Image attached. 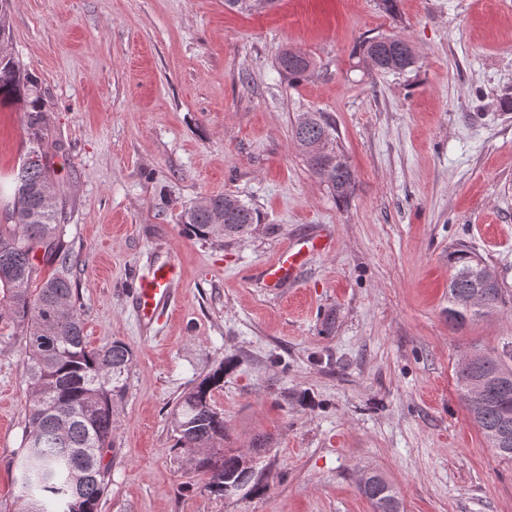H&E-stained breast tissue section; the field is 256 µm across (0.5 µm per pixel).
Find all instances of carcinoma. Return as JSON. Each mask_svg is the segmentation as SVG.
I'll list each match as a JSON object with an SVG mask.
<instances>
[{
  "instance_id": "1",
  "label": "carcinoma",
  "mask_w": 512,
  "mask_h": 512,
  "mask_svg": "<svg viewBox=\"0 0 512 512\" xmlns=\"http://www.w3.org/2000/svg\"><path fill=\"white\" fill-rule=\"evenodd\" d=\"M0 0V100L23 105L29 147L14 175L15 201L11 227L0 231V311L11 316L25 339L24 371L30 397L29 432L15 468L22 489L23 512H99L108 486L105 455L112 450V406L123 396L133 364L131 348L115 339L88 347L83 329L79 292L70 278L68 253L62 247L63 208L58 204L55 168L43 149L47 113L37 79L16 60L12 49L10 8ZM277 0H224L239 13L271 8ZM353 54L371 69L404 74L418 59L406 55L394 64L383 36L365 37ZM278 71L292 85L314 68L305 54L286 49L277 57ZM329 135L323 156L311 145ZM291 137L310 171L339 200L353 189V174L340 153L336 130L322 112H306L291 128ZM183 223L207 238L228 228L237 233L257 223L254 209L229 195L206 196L187 208ZM43 250L46 264L58 265L48 278H39L35 263ZM480 257L460 245L448 253V323L462 329L505 303L503 289L489 288L477 273ZM475 360L458 371L460 399L468 403L467 387L473 377L488 383L486 402L471 413L491 447L512 460V447L503 448L498 437L512 436V385L501 376L512 373V341L501 352L474 351ZM224 382V366L185 391L172 412L176 434L174 451L189 469L203 476L201 490L224 496V484L239 483L259 490L253 465L243 451L224 447V413L212 404V391ZM360 492L376 512H400L393 488L378 474L363 478Z\"/></svg>"
}]
</instances>
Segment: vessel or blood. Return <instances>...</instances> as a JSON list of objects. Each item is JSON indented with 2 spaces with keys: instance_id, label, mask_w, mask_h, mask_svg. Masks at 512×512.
I'll list each match as a JSON object with an SVG mask.
<instances>
[{
  "instance_id": "obj_1",
  "label": "vessel or blood",
  "mask_w": 512,
  "mask_h": 512,
  "mask_svg": "<svg viewBox=\"0 0 512 512\" xmlns=\"http://www.w3.org/2000/svg\"><path fill=\"white\" fill-rule=\"evenodd\" d=\"M325 236L312 235L285 247L277 260L261 267L258 276L263 285L279 291L296 281L307 256L327 249ZM178 279V266L172 258L153 262L146 270L138 272L131 284L133 311L142 330H149L158 314L169 307L173 287Z\"/></svg>"
}]
</instances>
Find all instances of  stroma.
Listing matches in <instances>:
<instances>
[{
	"label": "stroma",
	"mask_w": 512,
	"mask_h": 512,
	"mask_svg": "<svg viewBox=\"0 0 512 512\" xmlns=\"http://www.w3.org/2000/svg\"><path fill=\"white\" fill-rule=\"evenodd\" d=\"M11 33L48 109L86 340L134 354L100 512H374L359 490L369 472L402 512H512V461L456 379L466 352L512 341V301L461 330L446 313L459 243L512 298V0H400L394 18L378 0H278L249 15L224 0H13ZM378 34L414 46L416 76L353 57ZM286 48L315 64L292 86L276 66ZM305 112L336 128L348 200L291 141ZM27 147L21 107L0 105V225ZM215 194L258 224L190 235L182 211ZM320 232L331 246L293 288L252 278ZM167 253L182 279L143 332L130 284ZM24 358L0 320V512L20 508ZM228 358L212 402L267 489L214 497L175 457L170 411Z\"/></svg>",
	"instance_id": "stroma-1"
}]
</instances>
